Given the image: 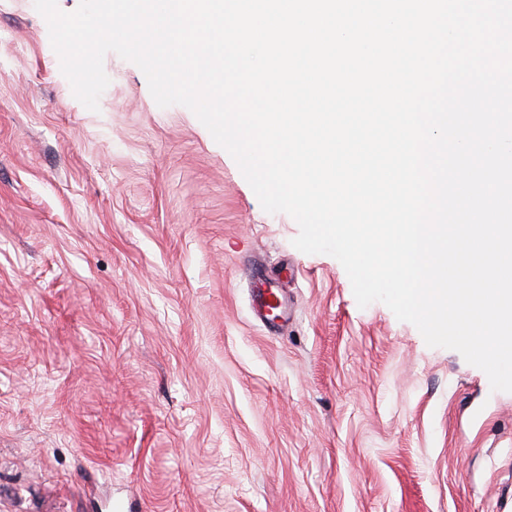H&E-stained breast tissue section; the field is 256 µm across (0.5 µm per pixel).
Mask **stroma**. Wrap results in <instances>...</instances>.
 Here are the masks:
<instances>
[{
    "label": "stroma",
    "mask_w": 512,
    "mask_h": 512,
    "mask_svg": "<svg viewBox=\"0 0 512 512\" xmlns=\"http://www.w3.org/2000/svg\"><path fill=\"white\" fill-rule=\"evenodd\" d=\"M104 69L93 112L0 0V512H512V393L359 308L191 110ZM251 278L254 288L257 289V292H254L255 306L259 303L256 309V316L263 322L268 331L282 327L288 321L286 301L284 299L279 300L272 288H265L266 282L261 269L252 268ZM273 296L278 301L279 313L272 316L267 314L266 311L268 309V302Z\"/></svg>",
    "instance_id": "1"
}]
</instances>
